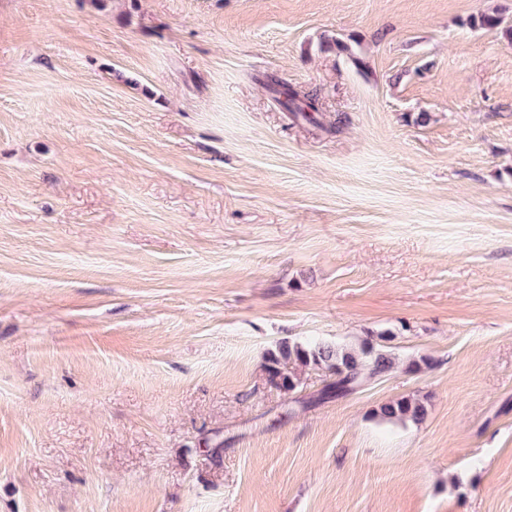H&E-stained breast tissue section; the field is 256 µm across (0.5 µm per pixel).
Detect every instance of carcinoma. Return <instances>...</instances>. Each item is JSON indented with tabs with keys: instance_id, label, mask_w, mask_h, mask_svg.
Segmentation results:
<instances>
[{
	"instance_id": "1",
	"label": "carcinoma",
	"mask_w": 512,
	"mask_h": 512,
	"mask_svg": "<svg viewBox=\"0 0 512 512\" xmlns=\"http://www.w3.org/2000/svg\"><path fill=\"white\" fill-rule=\"evenodd\" d=\"M472 25L482 29L501 30L507 42L512 46V27L504 25L501 14H481L472 20ZM269 89L277 95V100L289 112L307 117L306 110H315L314 103H299V94L288 85L276 80L271 81ZM315 366L328 373L329 380L321 392V398L344 397L360 389L368 382L384 377L394 368V358L382 349L370 344L359 348L338 347L331 344L316 343L310 346L290 344L286 341L269 353L266 371L270 383L277 389L292 391L297 388L300 378L288 366ZM426 407L418 399L403 397L380 407L379 415L389 421L410 420L420 422L424 419Z\"/></svg>"
}]
</instances>
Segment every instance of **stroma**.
Returning <instances> with one entry per match:
<instances>
[{
    "label": "stroma",
    "mask_w": 512,
    "mask_h": 512,
    "mask_svg": "<svg viewBox=\"0 0 512 512\" xmlns=\"http://www.w3.org/2000/svg\"><path fill=\"white\" fill-rule=\"evenodd\" d=\"M494 10L0 0V512H512ZM367 339L400 365L343 398L268 380ZM269 89L277 95V100L287 109L289 112H295L302 115L304 118L311 119V116L307 115L305 107L299 103V94L294 91L288 85L280 83L277 80H271V84L268 85ZM426 407L422 401L415 398L403 397L380 407L379 415L386 420H410L420 422L424 419Z\"/></svg>",
    "instance_id": "obj_1"
}]
</instances>
